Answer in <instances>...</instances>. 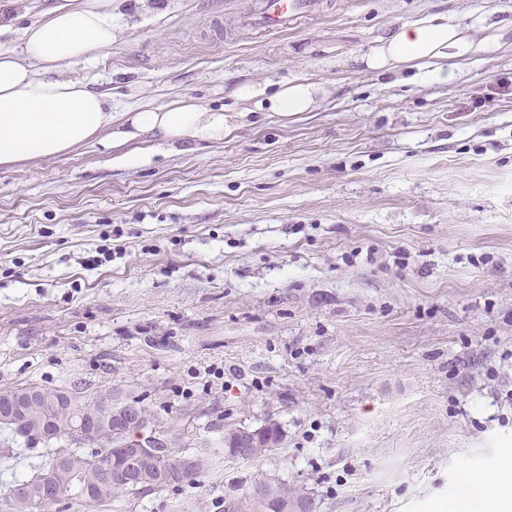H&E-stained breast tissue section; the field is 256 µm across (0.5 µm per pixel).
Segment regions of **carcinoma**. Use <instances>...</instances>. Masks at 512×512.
Instances as JSON below:
<instances>
[{
	"label": "carcinoma",
	"mask_w": 512,
	"mask_h": 512,
	"mask_svg": "<svg viewBox=\"0 0 512 512\" xmlns=\"http://www.w3.org/2000/svg\"><path fill=\"white\" fill-rule=\"evenodd\" d=\"M8 394L22 399L34 395L32 404L24 415L14 418L0 419V428L8 430L15 437L25 439L30 444L42 440L34 433V425L45 422L55 433L54 439H69L73 448L54 453L48 462L39 466L36 472L25 483L31 489V495L17 498L13 495L14 487L7 489L4 498L8 512H44L45 508L60 496L71 492L77 504H94L96 506L112 502L121 494L129 491L141 493L159 490L172 485H179L195 479L208 462V452L194 455L195 464L192 470L174 475L170 480L143 484L133 481L125 484L95 485L102 476L104 466L112 461L118 463L124 459L131 449L129 437L113 430L101 431L98 441L89 445L84 451V443L69 435L72 426L79 421L92 423L96 407L111 400V397L99 394L93 397L83 394L77 387L46 389L36 386L17 388ZM264 486L269 494L262 498L252 499L251 512H284L285 505L294 501L306 505L304 512H315V499L300 488L290 487L264 473L253 477L251 487Z\"/></svg>",
	"instance_id": "carcinoma-1"
}]
</instances>
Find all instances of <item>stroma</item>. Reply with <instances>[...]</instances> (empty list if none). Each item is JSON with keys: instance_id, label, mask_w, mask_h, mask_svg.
Masks as SVG:
<instances>
[{"instance_id": "obj_1", "label": "stroma", "mask_w": 512, "mask_h": 512, "mask_svg": "<svg viewBox=\"0 0 512 512\" xmlns=\"http://www.w3.org/2000/svg\"><path fill=\"white\" fill-rule=\"evenodd\" d=\"M52 2L0 0L6 39ZM250 7L115 0L111 48L63 71L116 111L225 106L223 143L0 168V391H108L212 452L193 483L45 512H223L259 471L317 512H434L512 456V0H325L279 34L242 25ZM434 13L488 49L445 82L353 65ZM300 75L325 97L294 117L226 94ZM270 419L277 448L225 457V426ZM33 463L0 432V497Z\"/></svg>"}]
</instances>
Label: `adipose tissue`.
<instances>
[{"label": "adipose tissue", "mask_w": 512, "mask_h": 512, "mask_svg": "<svg viewBox=\"0 0 512 512\" xmlns=\"http://www.w3.org/2000/svg\"><path fill=\"white\" fill-rule=\"evenodd\" d=\"M22 46L0 41V167H18L108 138L113 146L151 137L177 150L223 142L228 118L224 108L180 97L158 107L113 111L106 95L80 80L62 77L64 67L110 48L112 0H62L22 30ZM467 26L444 14L404 23L377 37L356 59L379 76L413 69L433 70L447 79L448 65L484 51ZM321 83L301 76L276 88L246 81L232 91L243 103L288 118L313 111ZM512 482V468L470 477L472 493L453 496L448 512H506L501 491Z\"/></svg>", "instance_id": "obj_1"}]
</instances>
